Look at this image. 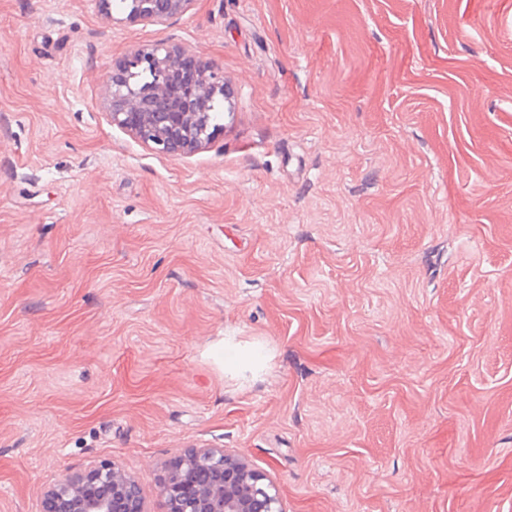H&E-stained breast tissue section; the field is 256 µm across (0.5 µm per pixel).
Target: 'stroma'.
<instances>
[{"instance_id": "35a3bbf8", "label": "stroma", "mask_w": 512, "mask_h": 512, "mask_svg": "<svg viewBox=\"0 0 512 512\" xmlns=\"http://www.w3.org/2000/svg\"><path fill=\"white\" fill-rule=\"evenodd\" d=\"M224 72L207 144L113 66ZM287 512H512V0H0V512L190 447ZM194 0H133L127 17L151 22H162L185 13ZM192 56L198 63L196 85L188 98L174 90V77L180 61ZM133 70L150 74L140 83ZM195 64L184 58L180 64L181 89L195 83ZM112 74L109 115L113 126L129 132L140 143L171 156L191 153L214 136L209 110L214 99L227 103L231 89L224 74L184 47L137 48L130 52ZM140 110L143 112H131ZM178 111V112H177Z\"/></svg>"}]
</instances>
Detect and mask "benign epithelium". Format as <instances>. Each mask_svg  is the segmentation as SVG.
<instances>
[{
  "label": "benign epithelium",
  "instance_id": "1",
  "mask_svg": "<svg viewBox=\"0 0 512 512\" xmlns=\"http://www.w3.org/2000/svg\"><path fill=\"white\" fill-rule=\"evenodd\" d=\"M193 0H132L131 19L162 22L188 11ZM184 47L137 48L112 74V125L140 143L171 156L191 153L212 140L209 110L214 99H231L224 74L198 63L196 85L183 98L174 90ZM164 512H285L268 476L224 448H188L160 479ZM43 512H147L137 481L110 461L80 473L66 472L49 487Z\"/></svg>",
  "mask_w": 512,
  "mask_h": 512
}]
</instances>
